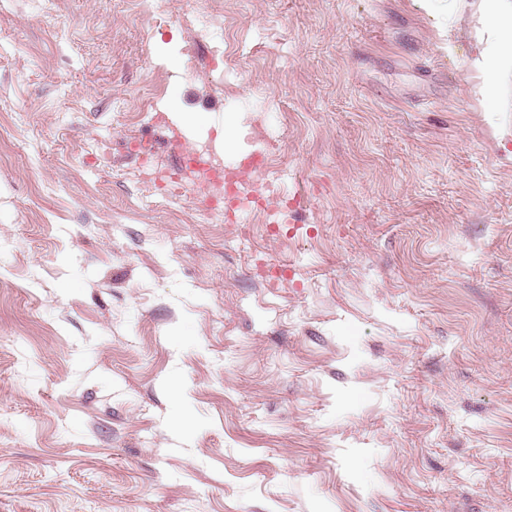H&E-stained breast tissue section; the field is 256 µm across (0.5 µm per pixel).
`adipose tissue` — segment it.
Listing matches in <instances>:
<instances>
[{"instance_id": "adipose-tissue-1", "label": "adipose tissue", "mask_w": 512, "mask_h": 512, "mask_svg": "<svg viewBox=\"0 0 512 512\" xmlns=\"http://www.w3.org/2000/svg\"><path fill=\"white\" fill-rule=\"evenodd\" d=\"M474 7L491 37L487 47L474 62L477 80L471 88L473 100L489 108L498 92L500 72L512 68V35L503 36L504 18H512V0H475Z\"/></svg>"}]
</instances>
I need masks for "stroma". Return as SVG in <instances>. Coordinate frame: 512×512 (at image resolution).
Instances as JSON below:
<instances>
[{"mask_svg": "<svg viewBox=\"0 0 512 512\" xmlns=\"http://www.w3.org/2000/svg\"><path fill=\"white\" fill-rule=\"evenodd\" d=\"M471 2L0 0V512H512V72L481 111ZM228 112L289 244L125 156L234 164ZM240 126L231 113L224 115V126L222 127L217 145L220 151L234 153L239 144Z\"/></svg>", "mask_w": 512, "mask_h": 512, "instance_id": "obj_1", "label": "stroma"}]
</instances>
